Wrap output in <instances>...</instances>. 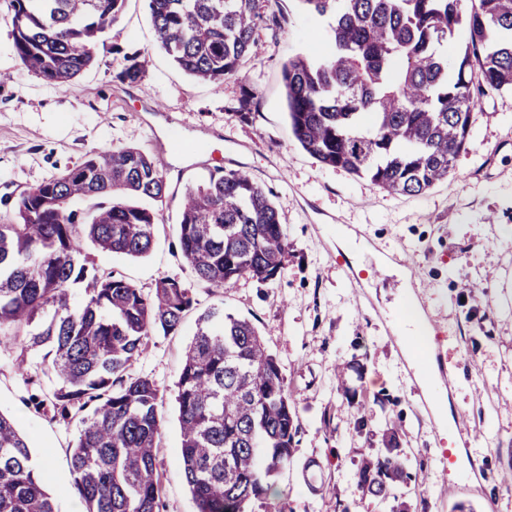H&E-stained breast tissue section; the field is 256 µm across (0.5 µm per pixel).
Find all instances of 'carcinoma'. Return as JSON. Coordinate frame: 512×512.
<instances>
[{
  "instance_id": "cac0c4a2",
  "label": "carcinoma",
  "mask_w": 512,
  "mask_h": 512,
  "mask_svg": "<svg viewBox=\"0 0 512 512\" xmlns=\"http://www.w3.org/2000/svg\"><path fill=\"white\" fill-rule=\"evenodd\" d=\"M125 0H9L24 67L57 88L94 63V48ZM159 46L198 80L239 77L261 15L257 0H146ZM330 20L332 50L283 65L295 142L321 164L396 195H417L454 171L471 132L475 96L512 92V0H300ZM466 28L455 56L448 43ZM156 162L134 147L93 154L25 194L0 222V336L30 348L57 381L53 417L77 422L69 448L85 512H157L163 395L128 368L149 336L179 330L197 305L165 277L154 292L90 265L101 253L145 256L166 199ZM97 201L96 208L75 206ZM179 250L196 279L222 290L279 272L288 238L267 192L241 170L211 171L187 188ZM84 300L71 302L70 289ZM179 460L196 512H283L273 478L298 440L292 393L249 319L209 308L197 318L176 383ZM384 503L411 480L407 456L385 448L356 472ZM0 512H56L27 437L0 411Z\"/></svg>"
}]
</instances>
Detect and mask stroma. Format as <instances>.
Returning <instances> with one entry per match:
<instances>
[{
    "label": "stroma",
    "mask_w": 512,
    "mask_h": 512,
    "mask_svg": "<svg viewBox=\"0 0 512 512\" xmlns=\"http://www.w3.org/2000/svg\"><path fill=\"white\" fill-rule=\"evenodd\" d=\"M256 42L238 79L217 85L178 69L155 39L144 0H126L118 21L96 47L95 61L60 89L28 72L15 53L12 12L0 0V216L22 196L90 154L136 147L163 162L168 186L150 252L95 256L98 268L152 292L165 277L179 278L198 302L177 334L156 333L129 369L164 394L159 457L164 512H194L178 460L180 427L175 382L183 347L199 311L212 306L249 318L260 329L295 401L298 445L275 478L284 512H390L358 486L363 459L384 448L389 427L400 431L415 483L397 495L412 512H512V94L479 97L471 134L448 180L417 196L391 195L343 170L318 163L294 141L288 123L282 67L301 55H326V24L298 0H259ZM146 58L136 84L117 74L127 56ZM223 156L226 167L248 170L274 193L288 235L277 276L243 279L224 292L197 281L178 244L180 200L207 175L199 143ZM356 228L375 254L348 260L336 248L342 228ZM408 250L412 272L434 318L435 351L453 376L446 408L464 416L472 439L463 447L473 478L442 471L439 438L424 408L419 378L390 334L385 313L401 300L403 277L391 268L370 272L376 253ZM484 282L482 293L472 285ZM19 346L0 345V410L18 421L57 512H82L72 490L68 444L76 422L26 407ZM351 363L355 399L336 388V365ZM373 417L353 421L358 403Z\"/></svg>",
    "instance_id": "35a3bbf8"
}]
</instances>
